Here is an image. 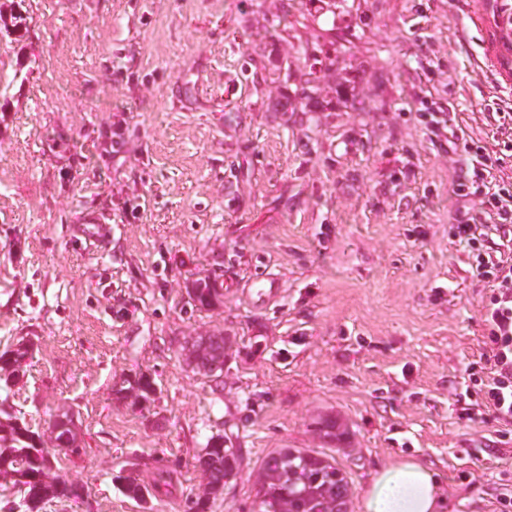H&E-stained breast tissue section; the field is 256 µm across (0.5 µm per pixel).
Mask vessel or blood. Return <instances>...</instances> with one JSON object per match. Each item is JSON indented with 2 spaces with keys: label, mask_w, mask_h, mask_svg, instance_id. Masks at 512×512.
I'll return each mask as SVG.
<instances>
[{
  "label": "vessel or blood",
  "mask_w": 512,
  "mask_h": 512,
  "mask_svg": "<svg viewBox=\"0 0 512 512\" xmlns=\"http://www.w3.org/2000/svg\"><path fill=\"white\" fill-rule=\"evenodd\" d=\"M470 19L482 35V70L490 73L500 88L512 90V16L505 15L502 0H478Z\"/></svg>",
  "instance_id": "b4317fda"
}]
</instances>
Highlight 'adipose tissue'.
I'll return each instance as SVG.
<instances>
[{"instance_id": "1", "label": "adipose tissue", "mask_w": 512, "mask_h": 512, "mask_svg": "<svg viewBox=\"0 0 512 512\" xmlns=\"http://www.w3.org/2000/svg\"><path fill=\"white\" fill-rule=\"evenodd\" d=\"M445 497L430 468L412 458L383 465L362 495V512H442Z\"/></svg>"}]
</instances>
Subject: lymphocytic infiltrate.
I'll return each instance as SVG.
<instances>
[{
	"instance_id": "obj_1",
	"label": "lymphocytic infiltrate",
	"mask_w": 512,
	"mask_h": 512,
	"mask_svg": "<svg viewBox=\"0 0 512 512\" xmlns=\"http://www.w3.org/2000/svg\"><path fill=\"white\" fill-rule=\"evenodd\" d=\"M434 134H447L460 162L452 187L457 208L449 234L468 248L470 273L484 285L480 297L486 353L468 365L465 393L480 417L512 427V177L503 173L512 157V114L498 112L493 141L462 127L446 128L432 107L420 113Z\"/></svg>"
}]
</instances>
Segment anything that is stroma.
<instances>
[{"label": "stroma", "instance_id": "obj_1", "mask_svg": "<svg viewBox=\"0 0 512 512\" xmlns=\"http://www.w3.org/2000/svg\"><path fill=\"white\" fill-rule=\"evenodd\" d=\"M465 0H24L0 39V350L31 357L9 401L34 430L72 413L80 453L53 475L78 503L42 512H184L213 434L243 462L213 512H254L266 457H335L351 512L388 459L412 457L447 512L512 491V440L459 413L484 351L482 286L448 235L459 165L415 114L454 103L495 126ZM335 52L306 85L304 55ZM101 224L96 246L81 225ZM278 292L257 301L250 285ZM221 303L187 302L199 278ZM224 335L221 382L190 337ZM137 406L112 388L136 373ZM336 417L343 445L314 422ZM155 487L147 504L114 478ZM130 391L135 392L137 402L145 403L151 400V396L155 393L156 388L154 381L146 375H136L134 378L125 379L119 388L113 389L117 398L127 399Z\"/></svg>", "mask_w": 512, "mask_h": 512}]
</instances>
